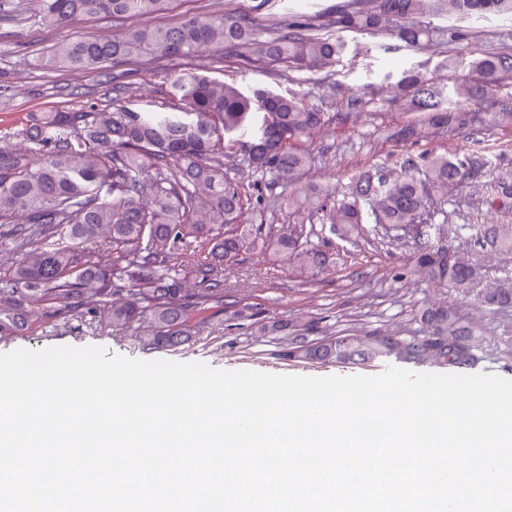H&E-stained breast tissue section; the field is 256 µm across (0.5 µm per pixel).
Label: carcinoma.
I'll use <instances>...</instances> for the list:
<instances>
[{
	"mask_svg": "<svg viewBox=\"0 0 512 512\" xmlns=\"http://www.w3.org/2000/svg\"><path fill=\"white\" fill-rule=\"evenodd\" d=\"M173 0H42L43 21L64 27L85 15L112 20L157 14ZM431 10L456 24L441 29L414 22ZM512 15V0H360L332 13L327 24L286 22L273 32L245 14L184 16L167 27L132 28L120 39L68 40L41 56L40 66L77 70L118 68L144 56L190 59L205 47L248 62L281 63L297 71L333 66L347 49L344 34L397 38L411 47L469 39L462 26L474 14ZM451 88L415 69L390 84L393 101L412 119L390 137L415 142L423 124L463 129L485 122L512 127V105L497 109L501 83L512 81V54L480 52ZM164 107L135 110L114 100L73 112H40L19 133L23 148L0 146V246L17 255L10 282L0 288V335L26 324L30 310L56 303L80 325L121 326L144 347H176L192 339L195 318L224 300V264L260 250L312 283L334 262L328 245H315L314 220L342 240L365 234V220L390 238L420 221L432 198L483 176L477 157L427 153L395 173L363 168L350 178L352 200L328 205L330 193L306 185L307 142L329 120L304 99L193 73L172 77ZM242 156L264 175L291 178L288 223H265L257 182L224 176L226 153ZM260 217L243 224V210ZM482 249L512 253V224H478ZM448 217L428 224L409 265L399 273L512 307V275L485 281L479 260L448 244ZM112 245V263L91 252ZM423 336L398 331L319 330L313 319L269 320L260 336H280L288 358L370 364L394 356L449 369L475 365L484 330L453 305L421 312Z\"/></svg>",
	"mask_w": 512,
	"mask_h": 512,
	"instance_id": "carcinoma-1",
	"label": "carcinoma"
}]
</instances>
